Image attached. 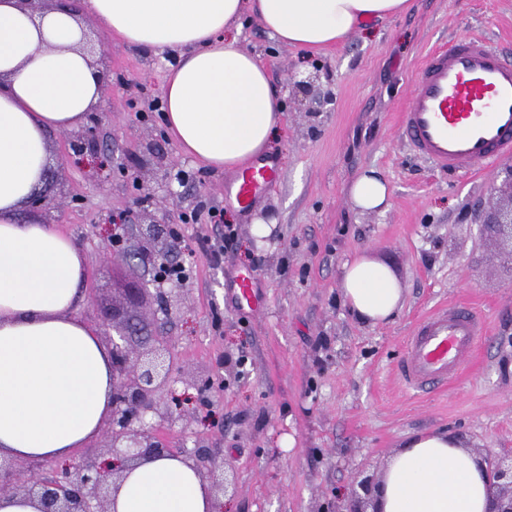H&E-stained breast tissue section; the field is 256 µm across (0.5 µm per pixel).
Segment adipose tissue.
<instances>
[{
  "label": "adipose tissue",
  "instance_id": "adipose-tissue-1",
  "mask_svg": "<svg viewBox=\"0 0 512 512\" xmlns=\"http://www.w3.org/2000/svg\"><path fill=\"white\" fill-rule=\"evenodd\" d=\"M124 41L178 59L162 87L167 130L182 152L210 167L241 166L268 147L282 102L263 65L226 41L243 12L279 42L318 51L370 20L405 12L409 0H86ZM85 26L66 8L32 12L0 0V455L70 460L96 439L112 411L106 344L75 313L85 257L39 217L20 219L49 162L48 134L80 124L102 105V82L83 49ZM389 186L376 171L350 184L354 208L384 211ZM344 305L360 321L393 318L404 288L367 254L340 275ZM490 480L459 435L411 436L390 460L379 512H488ZM115 512H216L208 483L183 459L130 467Z\"/></svg>",
  "mask_w": 512,
  "mask_h": 512
}]
</instances>
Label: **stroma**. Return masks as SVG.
<instances>
[{
	"mask_svg": "<svg viewBox=\"0 0 512 512\" xmlns=\"http://www.w3.org/2000/svg\"><path fill=\"white\" fill-rule=\"evenodd\" d=\"M103 77L95 149L71 136H49L52 203L44 223L68 236L87 258L76 307L93 331L100 308L148 314L149 303L128 301L141 269L113 255L112 235L127 215L142 224L182 225L189 266L184 303L154 328L168 341L185 397L190 376H221L207 408L185 405V417L162 424L172 449L203 444L237 490L223 512H322L388 458L413 434L460 435L473 454L512 457V243L484 226L486 213L506 200L501 159L472 175H446L414 155L399 136L413 81L435 47L475 36L512 53V0H411L401 14L367 23L338 46L318 53L278 43L257 19L244 17L235 35L258 56L280 90V134L268 145L283 180L251 214L224 187L232 171L184 155L165 122L149 109L176 53L126 43L85 17ZM318 72L332 111L320 118L288 87L294 72ZM375 169L388 181L389 206L361 213L346 198L358 172ZM183 171L170 186L167 170ZM152 199L142 202V190ZM224 213L212 223L209 209ZM236 240L220 256L225 225ZM265 226L259 237L255 225ZM388 267L405 288L403 306L388 323L357 321L338 288L342 264L359 250ZM255 269L264 302L240 310L224 282ZM444 302L471 307L487 333L464 376L445 389H402L396 367L419 319Z\"/></svg>",
	"mask_w": 512,
	"mask_h": 512,
	"instance_id": "1",
	"label": "stroma"
}]
</instances>
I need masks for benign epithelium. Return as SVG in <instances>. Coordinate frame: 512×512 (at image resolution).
<instances>
[{
  "label": "benign epithelium",
  "instance_id": "obj_1",
  "mask_svg": "<svg viewBox=\"0 0 512 512\" xmlns=\"http://www.w3.org/2000/svg\"><path fill=\"white\" fill-rule=\"evenodd\" d=\"M317 76L309 73L296 76L293 93L308 101V111L320 112L331 101V96L315 89ZM498 233L512 243V194L508 204L489 221ZM141 245L130 256L136 266L147 273L182 250V242L172 235L162 233L153 225L137 227ZM154 286L153 300L167 314L177 308L181 288H166L155 279L148 280ZM104 327H112V333L103 340L112 356V414L105 420L103 432L106 448L112 454V466L102 460L95 451L77 462L57 469L49 478L31 470H20L13 463L0 462V493L22 495L37 501L39 512H109L111 496L121 482V468L139 465L152 458L170 452L163 447L155 434V424L149 416L156 415L162 421L174 424L182 417L179 403L158 412L160 400L173 395L174 362L169 346L158 339L148 337V327L134 315H124L114 307L99 311ZM216 379L200 374L188 382L198 395L201 404L208 402ZM176 456L212 482V487L222 493L234 491L233 481L224 473V463L205 456L202 445L195 450H182ZM487 470L494 480L490 512H512V462L487 457ZM375 479L369 476L357 482V489L344 499L334 512H368L373 503Z\"/></svg>",
  "mask_w": 512,
  "mask_h": 512
}]
</instances>
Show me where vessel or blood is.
Here are the masks:
<instances>
[{"label":"vessel or blood","mask_w":512,"mask_h":512,"mask_svg":"<svg viewBox=\"0 0 512 512\" xmlns=\"http://www.w3.org/2000/svg\"><path fill=\"white\" fill-rule=\"evenodd\" d=\"M399 135L442 173L472 174L512 156V59L486 40L457 41L430 51L413 83ZM282 178L275 158L251 161L234 179L235 200L249 211ZM252 270L231 280L235 302L255 309L263 299ZM484 332L470 308L440 306L415 326L397 364L406 390L447 387L463 372Z\"/></svg>","instance_id":"obj_1"}]
</instances>
